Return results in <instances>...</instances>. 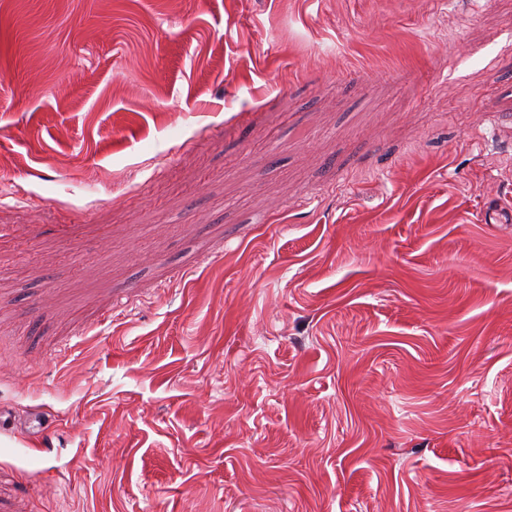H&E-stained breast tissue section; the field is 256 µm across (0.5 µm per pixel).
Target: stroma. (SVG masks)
<instances>
[{"label":"stroma","mask_w":512,"mask_h":512,"mask_svg":"<svg viewBox=\"0 0 512 512\" xmlns=\"http://www.w3.org/2000/svg\"><path fill=\"white\" fill-rule=\"evenodd\" d=\"M1 182L0 512H512L499 0H0Z\"/></svg>","instance_id":"stroma-1"}]
</instances>
